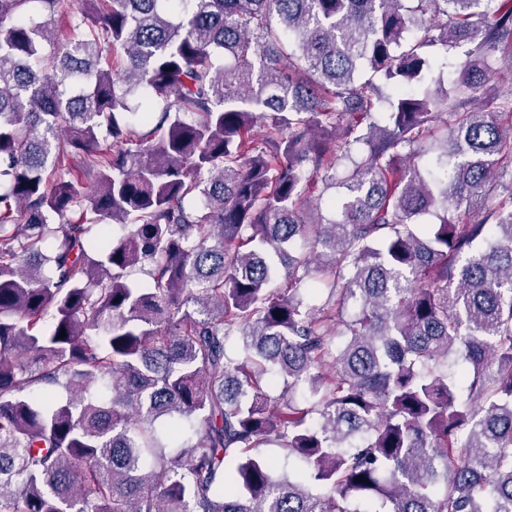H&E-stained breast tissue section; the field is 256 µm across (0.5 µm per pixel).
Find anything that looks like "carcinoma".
<instances>
[{"instance_id":"cac0c4a2","label":"carcinoma","mask_w":512,"mask_h":512,"mask_svg":"<svg viewBox=\"0 0 512 512\" xmlns=\"http://www.w3.org/2000/svg\"><path fill=\"white\" fill-rule=\"evenodd\" d=\"M503 72L512 0H0V512H512Z\"/></svg>"}]
</instances>
